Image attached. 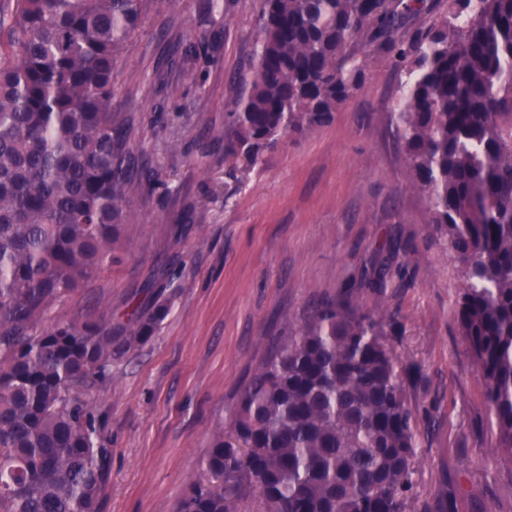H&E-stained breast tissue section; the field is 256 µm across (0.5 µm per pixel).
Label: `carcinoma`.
<instances>
[{
  "mask_svg": "<svg viewBox=\"0 0 512 512\" xmlns=\"http://www.w3.org/2000/svg\"><path fill=\"white\" fill-rule=\"evenodd\" d=\"M260 0L253 76L216 131L257 165L288 136L330 124L365 56L404 74L392 122L459 263L457 314L494 435L512 457V0ZM145 0H0V512H99L105 449L81 391L152 335L155 297L124 324L44 313L112 259L138 188L153 187L112 111L119 48ZM388 321L350 301L277 342L218 429L178 512H406L416 433Z\"/></svg>",
  "mask_w": 512,
  "mask_h": 512,
  "instance_id": "1",
  "label": "carcinoma"
}]
</instances>
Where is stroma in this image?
<instances>
[{"label": "stroma", "mask_w": 512, "mask_h": 512, "mask_svg": "<svg viewBox=\"0 0 512 512\" xmlns=\"http://www.w3.org/2000/svg\"><path fill=\"white\" fill-rule=\"evenodd\" d=\"M210 3L148 0L117 54L113 109L158 182L133 193L119 259L43 320H122L154 293L168 300L151 338L87 394L106 450L99 512H177L268 341L348 290L393 320L417 433L407 512H512V458L490 451L482 377L456 315L459 265L431 232L391 125L400 73L368 57L332 123L229 170L213 132L252 79L259 3L221 0L208 28ZM375 262L393 271L381 292L366 285Z\"/></svg>", "instance_id": "obj_1"}]
</instances>
